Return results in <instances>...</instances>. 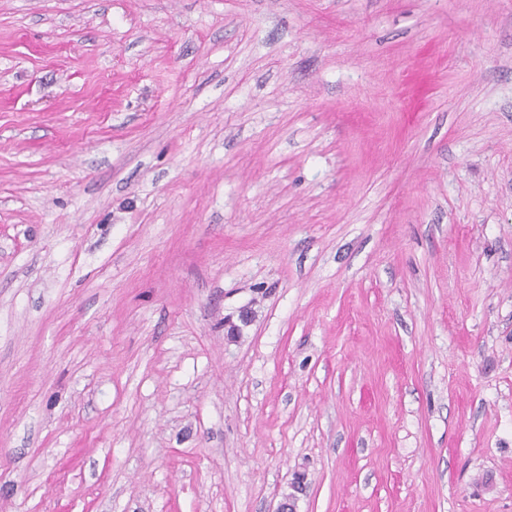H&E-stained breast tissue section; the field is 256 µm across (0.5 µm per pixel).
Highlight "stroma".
<instances>
[{
    "label": "stroma",
    "instance_id": "obj_1",
    "mask_svg": "<svg viewBox=\"0 0 512 512\" xmlns=\"http://www.w3.org/2000/svg\"><path fill=\"white\" fill-rule=\"evenodd\" d=\"M298 475L512 512V0H0V512Z\"/></svg>",
    "mask_w": 512,
    "mask_h": 512
}]
</instances>
